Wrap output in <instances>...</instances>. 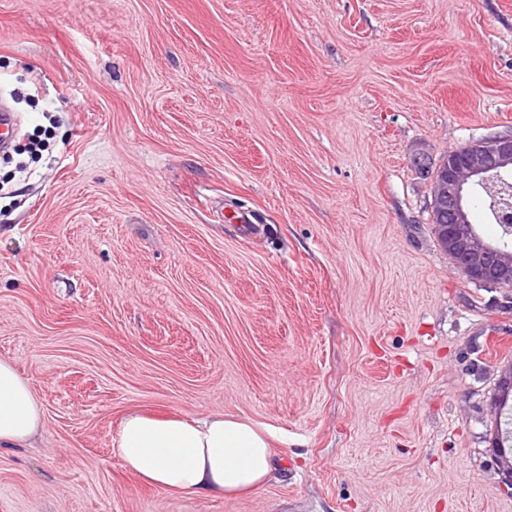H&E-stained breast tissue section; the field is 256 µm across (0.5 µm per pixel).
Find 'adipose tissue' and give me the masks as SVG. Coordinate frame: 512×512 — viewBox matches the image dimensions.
Segmentation results:
<instances>
[{
    "label": "adipose tissue",
    "instance_id": "ef3b65f1",
    "mask_svg": "<svg viewBox=\"0 0 512 512\" xmlns=\"http://www.w3.org/2000/svg\"><path fill=\"white\" fill-rule=\"evenodd\" d=\"M44 424L29 380L10 358L0 357V447L29 445ZM113 445L128 471L174 494L234 496L256 489L270 471L266 433L235 416L161 419L132 412L121 419Z\"/></svg>",
    "mask_w": 512,
    "mask_h": 512
}]
</instances>
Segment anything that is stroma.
Instances as JSON below:
<instances>
[{
  "instance_id": "stroma-1",
  "label": "stroma",
  "mask_w": 512,
  "mask_h": 512,
  "mask_svg": "<svg viewBox=\"0 0 512 512\" xmlns=\"http://www.w3.org/2000/svg\"><path fill=\"white\" fill-rule=\"evenodd\" d=\"M1 102L0 357L45 425L0 512H512V288L414 164L512 130V0H0ZM132 411L258 423L273 476L146 486ZM508 380H510L511 387L508 386ZM500 392H505L506 395L500 401L499 408L495 410L496 417V434L494 437L495 444H500L498 448H505L504 452L506 456L501 460V464L511 463L512 467V431H508V429L503 430L501 427V416L504 410L512 411V367H509L500 380ZM511 401L510 406H508V401ZM500 415V416H499ZM498 416H499V426H498Z\"/></svg>"
}]
</instances>
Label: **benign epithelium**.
I'll return each instance as SVG.
<instances>
[{"instance_id": "7a95c632", "label": "benign epithelium", "mask_w": 512, "mask_h": 512, "mask_svg": "<svg viewBox=\"0 0 512 512\" xmlns=\"http://www.w3.org/2000/svg\"><path fill=\"white\" fill-rule=\"evenodd\" d=\"M511 171L512 132L498 131L485 136L463 160L448 157V168L434 183L433 201L448 204L454 235L467 244L468 267L479 273L483 285L492 288H512V251L497 253L493 264H488L484 245L472 243L466 199L473 187L485 186L492 177Z\"/></svg>"}]
</instances>
